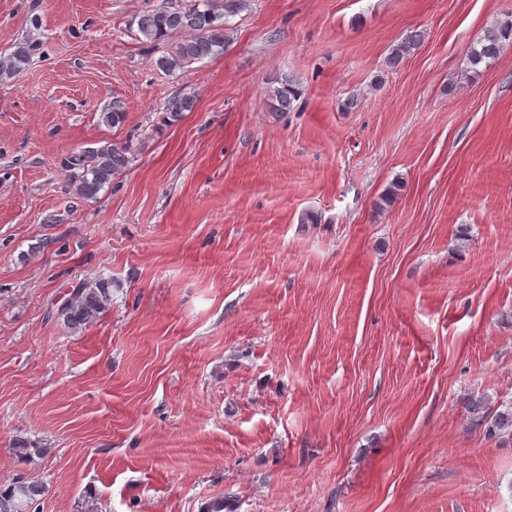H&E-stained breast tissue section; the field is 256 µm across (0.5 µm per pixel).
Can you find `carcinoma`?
Here are the masks:
<instances>
[{"mask_svg": "<svg viewBox=\"0 0 512 512\" xmlns=\"http://www.w3.org/2000/svg\"><path fill=\"white\" fill-rule=\"evenodd\" d=\"M239 0H187L179 8L161 6L143 15L137 22L138 33L147 40L158 41L174 32H187V39L155 61L163 72H174L224 50L226 45V14L234 12ZM512 41V21L496 23L486 30L470 48V63L474 66L496 58L503 43ZM35 44L25 42L8 55L0 56V78L10 76L30 62ZM279 110H287L297 97L293 81L288 80L273 90ZM195 94L180 91L164 106L166 122L179 120L193 109ZM131 146L106 143L70 157L67 167L78 171L73 187L82 199L95 197L112 179L130 164ZM112 303L111 282L99 279L84 283L73 292L60 309L64 324L78 330L102 314ZM45 494L39 483H21L0 491V512H23V507L38 501Z\"/></svg>", "mask_w": 512, "mask_h": 512, "instance_id": "obj_1", "label": "carcinoma"}]
</instances>
